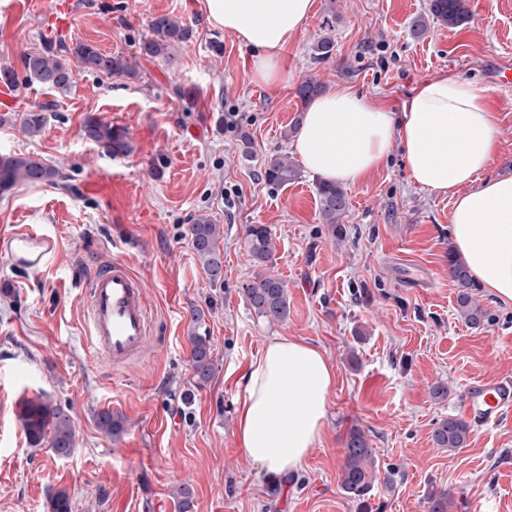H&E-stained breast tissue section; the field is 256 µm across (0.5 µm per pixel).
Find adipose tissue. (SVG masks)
<instances>
[{"label": "adipose tissue", "instance_id": "obj_1", "mask_svg": "<svg viewBox=\"0 0 512 512\" xmlns=\"http://www.w3.org/2000/svg\"><path fill=\"white\" fill-rule=\"evenodd\" d=\"M314 0H204L209 21L255 50L259 81L285 77L280 51L309 20ZM489 87L441 73L418 84L401 113L332 88L312 100L293 140L304 168L355 185L399 142L412 180L451 201L448 230L475 280L512 302V176L485 178L501 147ZM336 374L324 353L278 336L244 378L237 436L246 460L275 478L304 464L320 441Z\"/></svg>", "mask_w": 512, "mask_h": 512}]
</instances>
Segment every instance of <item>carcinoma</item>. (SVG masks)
Masks as SVG:
<instances>
[{"mask_svg":"<svg viewBox=\"0 0 512 512\" xmlns=\"http://www.w3.org/2000/svg\"><path fill=\"white\" fill-rule=\"evenodd\" d=\"M429 14L413 22L412 32L420 36L428 28L429 21L441 22L450 27L463 23L468 16L466 0H429ZM151 37L144 40L141 51L148 57L165 56L174 43L190 40L193 30L189 26L168 16L155 17L150 21ZM71 53L85 69L92 72L128 74L130 66L120 57L103 54L97 47L77 42L73 48L64 44H49L37 54L24 58L25 82L29 85H43L60 92L70 89L72 69L64 54ZM47 122L44 110H28L21 113L19 124L23 132L33 135L40 132ZM85 134L107 152L119 155L130 150L124 132L95 118L87 119ZM266 181L285 187L300 177L297 166L286 155L271 157L264 166ZM68 175L61 170L24 155L0 158V192L9 190L18 182H51L65 184ZM320 219L336 227L345 217L348 209L344 190L334 183H321L318 187ZM192 248L198 261L209 277L217 281L223 274L224 255L219 242V225L205 214H199L189 226ZM245 247L258 271L244 287V293L255 314L270 324L288 321V287L276 275L268 271L272 263L275 243L270 229L264 224H250L245 230ZM453 278L460 291L457 296V311L465 322L478 325L486 319V312L478 306L470 293L471 276L466 264L458 257L450 260ZM191 364L197 385L206 382L213 366V348L206 336L194 334L190 337ZM19 422L30 444L39 446L49 443V451L57 458L69 456L75 447V431L71 416L60 405L44 395L27 399L18 414ZM97 425L108 435H116L123 429L120 418L112 411L103 410L98 414ZM470 434L468 424L458 418H446L435 429L433 440L437 447L455 450L467 443ZM343 458L341 487L350 498L360 502L370 496L376 477V458L364 433L357 427L350 429ZM49 512H71L67 492L60 489L49 497Z\"/></svg>","mask_w":512,"mask_h":512,"instance_id":"cac0c4a2","label":"carcinoma"}]
</instances>
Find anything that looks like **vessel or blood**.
Instances as JSON below:
<instances>
[{
  "mask_svg": "<svg viewBox=\"0 0 512 512\" xmlns=\"http://www.w3.org/2000/svg\"><path fill=\"white\" fill-rule=\"evenodd\" d=\"M55 249L52 237L35 228L0 239V254L20 270L42 268ZM88 341L115 368H125L154 354L144 282L126 262L97 267L88 282ZM461 409L475 424L487 427L512 411V380L474 381L463 391Z\"/></svg>",
  "mask_w": 512,
  "mask_h": 512,
  "instance_id": "vessel-or-blood-1",
  "label": "vessel or blood"
}]
</instances>
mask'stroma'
<instances>
[{
    "label": "stroma",
    "mask_w": 512,
    "mask_h": 512,
    "mask_svg": "<svg viewBox=\"0 0 512 512\" xmlns=\"http://www.w3.org/2000/svg\"><path fill=\"white\" fill-rule=\"evenodd\" d=\"M51 0H0V156L28 154L68 174L67 187L19 183L0 194V236L30 226L56 241L49 263L17 271L0 256V512H48L66 490L72 512H512V411L471 431L464 448L435 447L439 423L459 416L468 382L512 378V303L474 286L487 312L467 324L448 263V197L409 177L399 143L385 166L345 185L349 210L337 230L319 217V178L302 172L277 187L264 162L292 154L290 129L307 79L344 86L402 109L413 87L441 72L490 87L501 150L485 175L512 174V91L496 85L512 67V0H466L456 27L411 26L429 0H314L306 26L281 52L286 81L265 84L254 53L214 26L203 0H71L67 34L50 30ZM167 15L193 29L168 56L142 53L151 19ZM334 43L316 60L320 39ZM223 44L212 51L211 41ZM82 41L126 58L135 73L107 75L72 63L60 94L24 83L25 55L48 42ZM45 109L37 135L18 113ZM237 125L224 127L225 113ZM94 117L124 131L131 151L112 155L84 135ZM224 228V276L212 281L188 228L197 214ZM267 225L275 239L271 273L288 286L282 324L258 318L243 288L255 269L245 228ZM123 259L147 286L154 357L115 370L87 346L84 285L97 262ZM202 314L194 324V314ZM209 336L213 371L196 386L188 336ZM305 340L336 371L323 437L303 469L274 480L250 466L236 426L243 376L274 337ZM448 388L432 395L435 384ZM47 394L68 409L76 434L70 457L29 443L22 402ZM124 420L110 437L101 409ZM361 429L377 472L366 503L341 489L345 439Z\"/></svg>",
    "instance_id": "obj_1"
}]
</instances>
